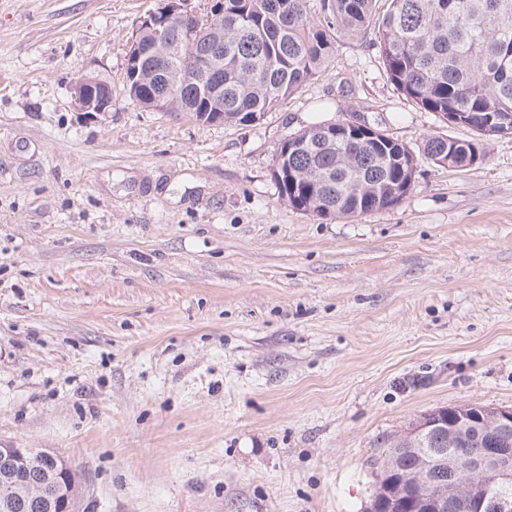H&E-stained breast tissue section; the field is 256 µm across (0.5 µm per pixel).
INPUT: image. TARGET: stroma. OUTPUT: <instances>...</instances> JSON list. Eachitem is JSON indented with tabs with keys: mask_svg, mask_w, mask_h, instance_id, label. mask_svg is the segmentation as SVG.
<instances>
[{
	"mask_svg": "<svg viewBox=\"0 0 512 512\" xmlns=\"http://www.w3.org/2000/svg\"><path fill=\"white\" fill-rule=\"evenodd\" d=\"M165 4L0 0V440L67 460L80 512H369L384 437L512 407V136L433 164L427 136L475 132L351 39L247 125L141 108L126 56ZM355 115L414 151L411 191L289 206L282 142ZM74 101L81 112L93 115L107 112L112 107V87L83 78L75 86Z\"/></svg>",
	"mask_w": 512,
	"mask_h": 512,
	"instance_id": "1",
	"label": "stroma"
}]
</instances>
